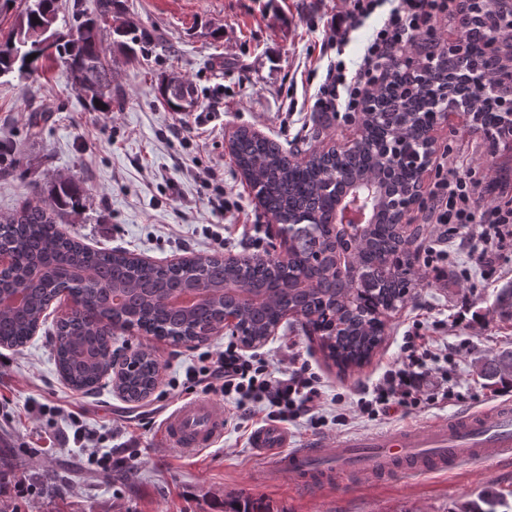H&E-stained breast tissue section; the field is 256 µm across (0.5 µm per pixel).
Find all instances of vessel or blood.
Wrapping results in <instances>:
<instances>
[{"instance_id": "b4317fda", "label": "vessel or blood", "mask_w": 512, "mask_h": 512, "mask_svg": "<svg viewBox=\"0 0 512 512\" xmlns=\"http://www.w3.org/2000/svg\"><path fill=\"white\" fill-rule=\"evenodd\" d=\"M223 435V412L203 398L183 403L164 421L166 442L185 452L211 447ZM252 446L271 463L260 479L286 474L308 487L350 472L386 476L444 471L463 461L512 456V400L429 427L339 438L329 445L312 439L301 448L289 447L287 433L267 425L254 433Z\"/></svg>"}]
</instances>
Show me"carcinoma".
Masks as SVG:
<instances>
[{
	"mask_svg": "<svg viewBox=\"0 0 512 512\" xmlns=\"http://www.w3.org/2000/svg\"><path fill=\"white\" fill-rule=\"evenodd\" d=\"M10 11L16 18L0 39V77L34 72L58 56L81 100L96 112L112 111L117 98L104 33L117 35L114 43L131 58L137 44L126 40L131 30L124 24H110L120 13L118 0H96L94 12L65 33L56 28L59 0H32L23 9L18 0H0V14ZM453 23L466 37L464 52L448 48L436 61L420 64L413 85L395 72L358 116L361 135L349 151L312 152L296 163L278 141L239 131L231 145L235 164L265 213L297 242L286 255L271 242L264 256L227 269L219 256L164 266L125 252L91 249L57 224L58 213L78 210L84 199V190L66 180L45 186L50 205L36 196L0 216V251L12 256V263L0 268V300L23 294L21 306L0 308V347L26 345L50 304L67 296L72 309L54 336L57 367L73 388L88 392L112 354V330L135 328L157 339L204 342L224 324L225 289L232 284L264 294L258 304L233 302L239 324L249 331L240 341L266 338L290 313L320 336L338 368L369 362L385 335L382 315L404 304L417 287L413 269L419 252L402 244L397 224L402 203L415 200L438 104L448 98L472 112L477 131L512 127L508 103L492 96L485 81L499 69L487 34L512 43V23L495 0H471ZM158 93L173 112H189L197 104L196 90L185 80L172 86L162 82ZM349 194L351 201L371 208L367 232L352 254L355 280L340 277L318 259L336 240L333 216ZM187 281L208 286L209 296L191 308L171 306L168 298ZM119 295L126 301L116 304L113 297ZM482 372L495 381L512 380V350L485 361ZM157 375L152 354L136 351L125 359L117 388L126 400L139 402L154 390Z\"/></svg>",
	"mask_w": 512,
	"mask_h": 512,
	"instance_id": "cac0c4a2",
	"label": "carcinoma"
}]
</instances>
